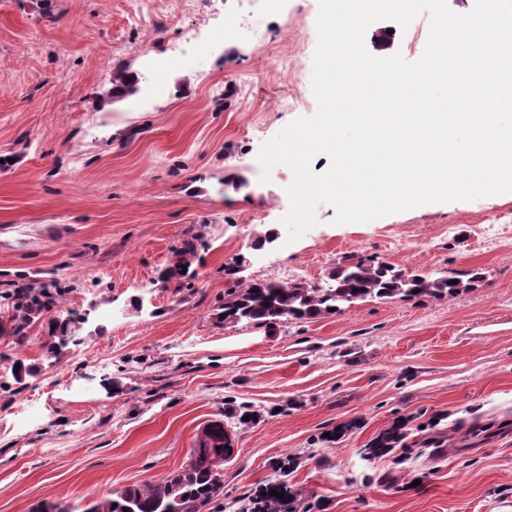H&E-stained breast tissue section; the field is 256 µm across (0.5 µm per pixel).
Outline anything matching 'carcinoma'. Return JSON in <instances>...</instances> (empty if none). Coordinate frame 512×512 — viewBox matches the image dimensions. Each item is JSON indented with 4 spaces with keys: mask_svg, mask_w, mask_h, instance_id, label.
<instances>
[{
    "mask_svg": "<svg viewBox=\"0 0 512 512\" xmlns=\"http://www.w3.org/2000/svg\"><path fill=\"white\" fill-rule=\"evenodd\" d=\"M451 273L442 277L406 274L385 262L359 256H343L334 264L322 284L304 280L278 282L247 279L237 267L224 266V279L230 287L224 291V304L217 319L226 325L253 323L275 327L289 320H312L339 313L346 304L366 299L454 298L480 279L479 273ZM74 311L58 308V301L47 290L23 294L13 303V312L0 322V332L19 341L27 329L47 320V354L55 357L78 335ZM404 437L394 426L374 442L375 448H393ZM283 494L279 499L271 492ZM259 512H294L292 499L281 483L264 489ZM224 504V427L209 425L201 430L196 447L182 470L159 480L117 489L78 508L63 500H45L30 512H222Z\"/></svg>",
    "mask_w": 512,
    "mask_h": 512,
    "instance_id": "cac0c4a2",
    "label": "carcinoma"
}]
</instances>
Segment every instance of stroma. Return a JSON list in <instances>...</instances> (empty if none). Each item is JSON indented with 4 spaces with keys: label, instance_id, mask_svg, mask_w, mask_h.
<instances>
[{
    "label": "stroma",
    "instance_id": "obj_1",
    "mask_svg": "<svg viewBox=\"0 0 512 512\" xmlns=\"http://www.w3.org/2000/svg\"><path fill=\"white\" fill-rule=\"evenodd\" d=\"M317 15L318 0H0V316L27 285L87 317L53 363L45 324L20 345L0 336V512L163 478L215 423L232 443L224 512L281 481L297 512H512V193L338 225L322 204L289 240L293 174L262 181L257 153L317 110ZM429 30L425 12L378 21L365 44L415 61ZM118 70L137 93L114 91ZM189 243L188 273L170 277ZM239 253L250 278L321 282L355 254L483 279L450 299L230 326L215 314ZM18 358L40 367L22 387ZM398 422L405 439L370 453Z\"/></svg>",
    "mask_w": 512,
    "mask_h": 512
}]
</instances>
